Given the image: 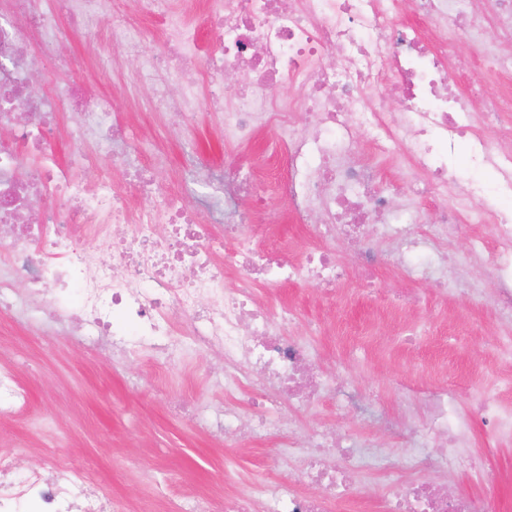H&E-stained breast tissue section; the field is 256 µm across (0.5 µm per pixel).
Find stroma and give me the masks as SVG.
<instances>
[{
	"instance_id": "obj_1",
	"label": "stroma",
	"mask_w": 512,
	"mask_h": 512,
	"mask_svg": "<svg viewBox=\"0 0 512 512\" xmlns=\"http://www.w3.org/2000/svg\"><path fill=\"white\" fill-rule=\"evenodd\" d=\"M483 8L486 20L480 42L464 38L458 46L475 64L450 80L460 88L480 84L496 92L502 87L500 77L478 62L483 47L499 40L492 20L494 0H485ZM136 67V58L130 57L117 68L99 70L87 58L79 70L64 71L50 57L46 80L37 91L52 96L94 76L96 90L110 96L116 120L127 126L143 160L153 166L158 183L166 188L183 184V148L188 144L217 172L240 154H248L255 162L269 154L272 131L258 132L245 144L225 142L223 116L218 112H203L197 123L168 135L163 113L129 111L122 87ZM269 210L291 257L302 258L311 238L291 220L287 202L271 198ZM477 239L486 250H493L491 225L449 230L443 245L448 282L443 285L432 276L397 266L393 260L397 242L379 238L374 248L380 255L377 273L382 291L414 296L413 302L384 311L362 294L355 281L333 296L302 282L264 292L266 303L290 305L301 318L320 323L321 332L312 342L324 366L343 370L362 396L358 406L343 411L331 398L300 411L304 434L327 427L347 431L360 440L381 444L391 460L399 461L410 447L408 440L399 438L398 429L425 414L424 388L434 379L446 375L464 379L490 401L512 405V389L501 383L503 368L494 351L505 332L494 304L498 285L486 258L473 250ZM422 323L428 325L431 338L420 349H411L404 333ZM15 351L22 354L18 373L37 410L36 418H22L0 430V448L15 454L20 472L39 466L54 449L60 461L85 467L106 496L120 501L147 499L161 471L170 473L180 489L213 493L228 488L247 491L249 482L266 475L265 459L277 448V432L245 448H228L223 440L201 433L192 418L175 417L168 411L171 400L200 406L223 404L224 388L211 377L224 367L221 355L185 352L163 371L162 387L157 390L151 351L116 363L93 343L77 346L64 332L44 331L38 319H0V353ZM459 405L471 420L474 451L488 467L507 476L499 494L505 512H512V444L486 434L482 414L469 395H462Z\"/></svg>"
}]
</instances>
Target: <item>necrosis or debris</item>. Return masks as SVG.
I'll list each match as a JSON object with an SVG mask.
<instances>
[{
	"instance_id": "1",
	"label": "necrosis or debris",
	"mask_w": 512,
	"mask_h": 512,
	"mask_svg": "<svg viewBox=\"0 0 512 512\" xmlns=\"http://www.w3.org/2000/svg\"><path fill=\"white\" fill-rule=\"evenodd\" d=\"M480 0H0V309L23 316L53 305L72 310L75 333L96 337L122 357L143 347L172 357L185 349L224 356V405L211 410L177 403L172 413L195 418L225 443L254 439L277 427L281 447L268 467L285 459L304 463L310 495L292 483L262 481L250 494L225 501L223 512H332L352 499L359 477L373 472L381 493L358 501L356 512H501L488 473L477 497H453L429 478L478 468L470 421L453 392H440L416 430L422 435L404 465L360 453L350 434L297 435L288 410L321 396L343 395L352 384L325 372L304 337L285 328L293 309L272 310L258 298L262 288L308 281L331 288L349 270L331 251L291 263L256 250L261 224L239 207L254 196L251 166L237 162L222 178L193 171L178 190H162L149 170H137L136 148L112 116L109 99L86 84L77 97L58 93L49 102L35 95L40 75L36 45L62 42L80 32L87 52L114 65L135 56L139 64L130 93L149 89L152 105L181 122L195 116L205 72L199 32L189 18L202 7L213 32L211 56L242 83L211 92L224 115L226 139L242 142L260 129L276 132L275 155L290 172L275 187L296 222L321 240L346 238L363 246L358 258L372 278L377 257L368 241L395 230L396 263L425 273L444 272L442 258L423 238L402 226V199L424 193L440 206L436 230L492 221L495 248L489 263L512 305V140L491 143L482 127L512 112V100L474 87L457 94L450 70L464 65L460 38H479ZM498 45L485 52L488 69L512 74V0H498ZM417 14L424 30L400 23ZM109 15L111 45H99L101 15ZM153 54L142 48L153 38ZM179 95H172V86ZM76 116L67 133L72 145L59 158L53 145L56 115ZM363 131L379 150L393 147L404 175L387 187L371 165L351 159L354 132ZM470 143L469 163L491 167L493 184L460 178L450 163L459 139ZM132 169L129 186L144 200L131 209L112 180L113 164ZM94 179H86L88 171ZM203 192L206 209L192 210L188 196ZM165 231H158V224ZM97 246H87L88 238ZM238 275L225 287L228 272ZM24 292H17V285ZM33 406L14 365L0 362V421L31 415ZM78 467L59 472L55 462L16 476L11 456L0 452V512H117Z\"/></svg>"
}]
</instances>
